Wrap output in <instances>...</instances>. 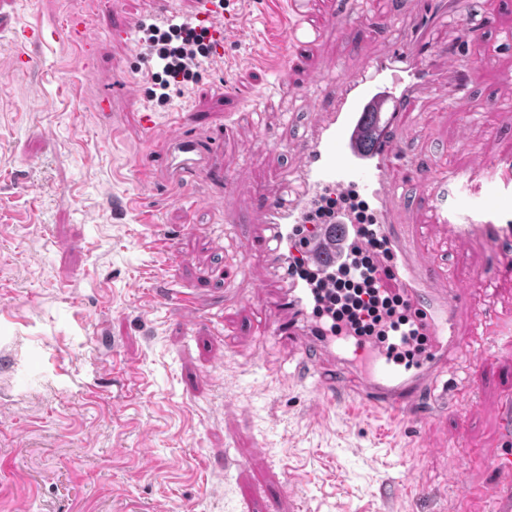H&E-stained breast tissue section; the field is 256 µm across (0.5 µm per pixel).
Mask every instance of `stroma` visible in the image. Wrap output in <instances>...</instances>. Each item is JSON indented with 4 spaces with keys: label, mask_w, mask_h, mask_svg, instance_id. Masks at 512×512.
Returning a JSON list of instances; mask_svg holds the SVG:
<instances>
[{
    "label": "stroma",
    "mask_w": 512,
    "mask_h": 512,
    "mask_svg": "<svg viewBox=\"0 0 512 512\" xmlns=\"http://www.w3.org/2000/svg\"><path fill=\"white\" fill-rule=\"evenodd\" d=\"M290 0H230L235 29L224 63L202 59L195 81L151 96L154 61L138 41L141 0H0V512H459L460 484L493 489L512 408V339L471 347L457 365L469 389L418 420L366 415L347 395L318 404L310 359L263 332L270 293L251 251L256 189L290 166L289 148L312 115L277 79L293 50L267 17ZM315 28L297 50L305 69L350 72L383 51L381 20L401 0H291ZM484 19L467 84L483 120L427 96L404 140L421 162L466 171L475 155L512 159V0H474ZM96 31L88 42L49 39L18 62L17 29L62 25L65 10ZM354 14L337 32L332 19ZM109 112L94 108L102 95ZM154 113L157 135L139 123ZM177 112L203 116L200 136L223 130L224 181L164 183L165 139ZM145 170L144 180L133 177ZM443 184L408 187L404 223L456 282L494 289L482 311L512 323V274L484 237L449 238L431 199ZM153 198L157 221L181 246L183 284L220 296L239 259L241 300L185 323L151 304L140 274L148 257L131 201ZM198 207H189V199ZM266 350L268 371L251 357ZM462 463L448 476L450 459ZM413 470L419 485L400 478Z\"/></svg>",
    "instance_id": "1"
}]
</instances>
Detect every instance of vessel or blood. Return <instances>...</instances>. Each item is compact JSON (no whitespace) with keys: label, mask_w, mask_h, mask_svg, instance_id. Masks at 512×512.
<instances>
[{"label":"vessel or blood","mask_w":512,"mask_h":512,"mask_svg":"<svg viewBox=\"0 0 512 512\" xmlns=\"http://www.w3.org/2000/svg\"><path fill=\"white\" fill-rule=\"evenodd\" d=\"M460 3L430 0L428 7L416 9L410 27L387 25L388 48L355 71L338 75L335 98L318 108L312 126L292 144L294 165L264 192L259 231L252 241L277 287L270 313L273 332L290 337L300 352L315 354L319 399L350 392L362 407L396 419L409 418L423 398L444 402L457 392L458 384L448 374L466 348L464 313L487 288L480 280L468 285L451 280L438 287L440 269L401 218L405 179L425 188L445 180L467 198L493 182L500 168L499 162L479 156L474 174L449 175L418 165L404 147L405 127L425 96L437 95L452 106L465 99L470 56L449 57L447 69L440 71L427 53L429 29L457 15ZM217 9V0H195L193 11L177 21L197 29ZM212 158V146L198 137L183 133L170 138L168 184L217 177ZM329 197L340 200V207L326 223H311L313 210ZM434 212L449 237L481 230L492 245L501 236L512 238V225L501 223L500 210L492 204L461 211L440 199ZM142 245L156 258L150 277L170 283L163 292L151 293V301L187 320L202 318L205 292L172 281L179 261L176 241L156 228ZM362 259L378 295L399 299L426 336L423 346H416L411 335L381 340L351 329L334 336L325 329L318 314L324 297L342 275L358 277ZM407 349L414 350V357L398 359V351Z\"/></svg>","instance_id":"vessel-or-blood-1"}]
</instances>
